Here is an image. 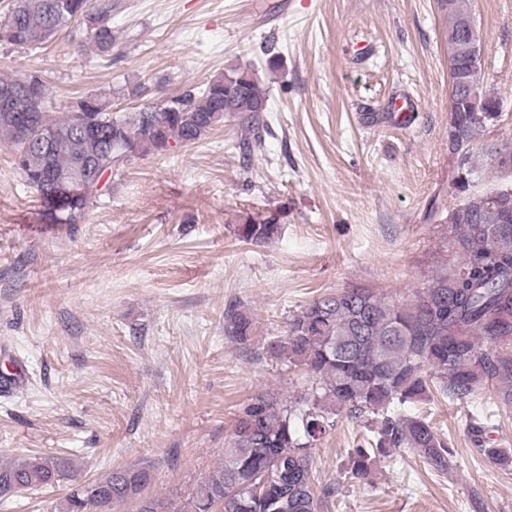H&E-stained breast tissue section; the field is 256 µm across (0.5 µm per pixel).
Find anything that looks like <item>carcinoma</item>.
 I'll use <instances>...</instances> for the list:
<instances>
[{
	"label": "carcinoma",
	"mask_w": 512,
	"mask_h": 512,
	"mask_svg": "<svg viewBox=\"0 0 512 512\" xmlns=\"http://www.w3.org/2000/svg\"><path fill=\"white\" fill-rule=\"evenodd\" d=\"M448 39L458 34L480 46L470 0H446ZM110 7L95 0H10L0 13V41L42 49L47 27L84 30L97 50L112 52ZM450 109L448 147L457 174L452 187L467 201L452 210L448 251L457 259L440 268L412 298L392 302L373 288L349 286L324 294L291 316L286 335L270 342L275 360L301 368L309 393L286 399L278 392L255 394L242 407L224 443V463L187 490L179 512H320L329 488L317 492L312 449L343 412L374 424L370 447L354 451L352 478L369 474L372 455L408 448L431 470L447 474L453 450L423 416L403 409L439 388L450 399L494 396L512 406V193L475 192L480 169L512 177V139L470 153L487 125L498 118L501 102L479 90L480 111L468 98L467 83L482 84L470 60L448 55ZM16 92L13 108L0 106V137L33 189L49 224L73 229L88 220L99 193L69 194L58 179L87 167L105 176L139 154L164 155L175 144L202 140L229 118L246 131L243 155L263 148L268 98L253 69L229 66L202 88H190L159 104H145L133 115L112 110V90L72 98L69 111L57 113L43 72L0 70V97ZM53 129L46 146L36 136ZM280 225L273 216L248 219L245 240H270ZM256 332L252 313L231 306L224 334L241 344ZM485 423L476 418L469 433L493 464L512 460L500 448L485 447ZM69 458L34 454L0 463V500L21 490H37L72 478ZM152 481L148 467L119 468L106 477L72 485L55 512H115L133 502L136 512H172L160 498L145 495Z\"/></svg>",
	"instance_id": "cac0c4a2"
}]
</instances>
